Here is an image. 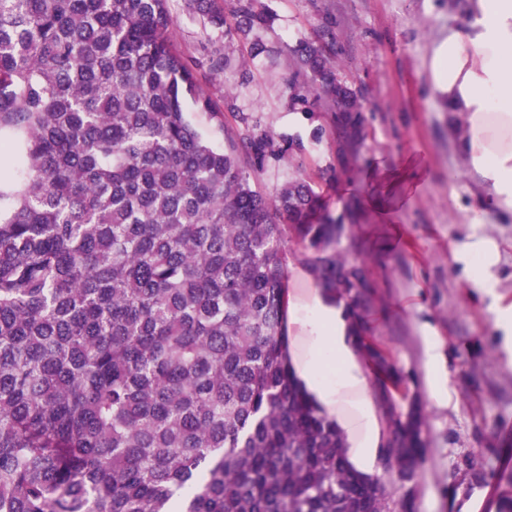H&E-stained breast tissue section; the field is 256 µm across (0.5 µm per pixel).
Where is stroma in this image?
Masks as SVG:
<instances>
[{
	"mask_svg": "<svg viewBox=\"0 0 512 512\" xmlns=\"http://www.w3.org/2000/svg\"><path fill=\"white\" fill-rule=\"evenodd\" d=\"M267 20L248 36L226 35L197 0H167L170 38L213 111L190 110L215 148L259 122L284 157L250 169V184L271 197L304 178L321 213L342 224L337 245L369 288L359 314L366 337L403 384L382 396L368 379L378 430L384 401L419 409L427 460L415 512H496L512 448V214L486 206L487 194L456 147V133L432 89L428 60L449 27L464 28L469 0H258ZM324 47L357 95L354 129L341 130L323 99L291 104L305 75L301 42ZM484 223H473L474 215ZM482 237L493 251L492 291L472 285L453 247ZM311 249L288 240V296L318 291Z\"/></svg>",
	"mask_w": 512,
	"mask_h": 512,
	"instance_id": "stroma-1",
	"label": "stroma"
}]
</instances>
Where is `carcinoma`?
<instances>
[{
    "label": "carcinoma",
    "instance_id": "1",
    "mask_svg": "<svg viewBox=\"0 0 512 512\" xmlns=\"http://www.w3.org/2000/svg\"><path fill=\"white\" fill-rule=\"evenodd\" d=\"M230 14L229 34L266 22ZM169 27L166 0H0V128L26 169L0 187V512H410L422 417L388 406L383 475L359 471L288 354L287 230L399 383L341 225L304 181L251 188L241 155L283 158L258 124L199 138L185 104L213 106ZM298 62L336 76L318 47Z\"/></svg>",
    "mask_w": 512,
    "mask_h": 512
}]
</instances>
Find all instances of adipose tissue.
I'll return each instance as SVG.
<instances>
[{"instance_id":"obj_1","label":"adipose tissue","mask_w":512,"mask_h":512,"mask_svg":"<svg viewBox=\"0 0 512 512\" xmlns=\"http://www.w3.org/2000/svg\"><path fill=\"white\" fill-rule=\"evenodd\" d=\"M430 78L463 127L457 147L488 187L492 205L512 213V0H470L465 30L449 29L433 46ZM297 374L327 416L352 438L350 462L369 471L377 429L367 379L347 340L344 312L312 296L295 314Z\"/></svg>"}]
</instances>
